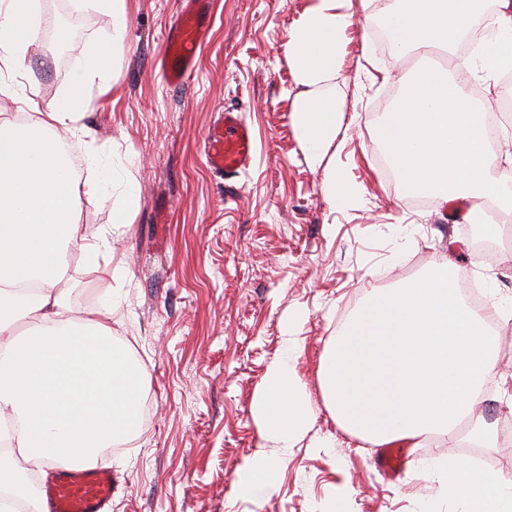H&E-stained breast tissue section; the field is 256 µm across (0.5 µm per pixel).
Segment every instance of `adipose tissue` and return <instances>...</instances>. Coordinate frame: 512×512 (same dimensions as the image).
Returning <instances> with one entry per match:
<instances>
[{
	"instance_id": "adipose-tissue-1",
	"label": "adipose tissue",
	"mask_w": 512,
	"mask_h": 512,
	"mask_svg": "<svg viewBox=\"0 0 512 512\" xmlns=\"http://www.w3.org/2000/svg\"><path fill=\"white\" fill-rule=\"evenodd\" d=\"M353 0H314L292 32L287 54L301 91L295 127L312 161H321L339 130L344 110L340 58ZM31 0H0V72L23 73L37 37ZM394 54L452 50L471 23L488 21L492 36L457 67L491 79L512 69V0H395L382 15ZM109 49L92 46L71 77L70 88L45 107L15 93L18 110L37 119L25 127L0 126V491L22 492L14 482L22 466L54 463L91 466L103 452L133 440L144 391L140 363L108 323L111 305L75 316L61 284L67 256L79 251L100 277L112 274L101 260L102 238L85 233L75 215L80 193L100 190L106 169L89 160L77 175L59 151L61 134L84 138L81 102L95 76H107ZM482 110L469 101L453 74L425 68L406 84L388 112L382 138L398 186L444 200H492L512 210V164L488 152ZM26 333H17L20 323ZM269 366L252 403L263 439L282 451L294 448L311 423L304 389L294 370L291 334ZM277 460L256 452L238 468L237 496L258 502L275 488ZM441 492L465 500L470 512H512V489L488 480L464 461L442 467Z\"/></svg>"
}]
</instances>
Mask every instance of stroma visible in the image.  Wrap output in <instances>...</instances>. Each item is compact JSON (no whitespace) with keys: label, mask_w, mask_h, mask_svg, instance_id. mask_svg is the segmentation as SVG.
Listing matches in <instances>:
<instances>
[{"label":"stroma","mask_w":512,"mask_h":512,"mask_svg":"<svg viewBox=\"0 0 512 512\" xmlns=\"http://www.w3.org/2000/svg\"><path fill=\"white\" fill-rule=\"evenodd\" d=\"M393 0L353 4L340 60L345 121L325 160L312 162L296 133L298 91L286 48L312 0H211L210 32L198 67L171 91L155 65L178 0H130L124 40L114 44L107 93L91 90L83 124L104 166L127 167L138 188L129 226L112 229L111 191L80 195L76 218L87 233L107 234L115 278L69 258L71 307L113 300L112 331L144 370L141 424L134 441L105 453L115 478L112 512H462L439 492L445 459L512 481V438L492 445L439 439L409 449L407 470L386 479L374 447L345 431L326 408L320 358L368 292L391 288L448 261L476 269L493 327L496 366L472 419L498 427L512 418V248L476 250L486 204L401 195L387 165L380 130L399 87L421 60L386 57L371 41L363 55L368 12ZM41 34L63 29L62 49H30L25 94L48 104L67 88L86 49L112 41L109 15L75 0H35ZM241 112L252 127L255 160L224 188L199 144L217 107ZM341 170L360 203L331 208L332 169ZM296 320L295 370L315 418L280 466L273 492L237 498L236 468L271 450L252 417L253 398L282 350L283 321Z\"/></svg>","instance_id":"35a3bbf8"}]
</instances>
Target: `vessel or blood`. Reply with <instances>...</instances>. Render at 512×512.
Here are the masks:
<instances>
[{
    "label": "vessel or blood",
    "mask_w": 512,
    "mask_h": 512,
    "mask_svg": "<svg viewBox=\"0 0 512 512\" xmlns=\"http://www.w3.org/2000/svg\"><path fill=\"white\" fill-rule=\"evenodd\" d=\"M209 0H179L177 23L164 35L158 57L160 73L171 87L187 82L194 74L208 26ZM214 179L227 181L253 162V137L241 113L224 108L208 128L202 145ZM373 462L387 477L402 474L404 449H380ZM113 480L108 467L72 465L50 467L41 485L47 512H112Z\"/></svg>",
    "instance_id": "vessel-or-blood-1"
}]
</instances>
